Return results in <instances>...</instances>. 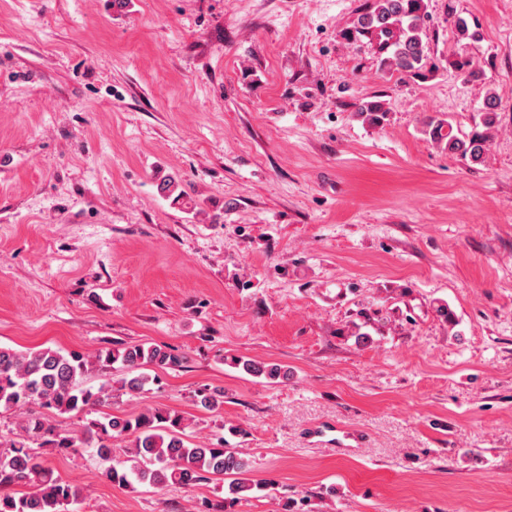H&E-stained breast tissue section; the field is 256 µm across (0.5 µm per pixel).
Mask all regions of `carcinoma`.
<instances>
[{
	"label": "carcinoma",
	"instance_id": "carcinoma-1",
	"mask_svg": "<svg viewBox=\"0 0 512 512\" xmlns=\"http://www.w3.org/2000/svg\"><path fill=\"white\" fill-rule=\"evenodd\" d=\"M424 0H374L364 16L362 30L346 31L343 37L355 40L366 35L385 54L383 64L412 75L424 67L421 39L425 23ZM359 115L372 124L384 119L378 101L364 105ZM445 121L429 123L431 138L474 163L481 161L488 136L475 132L461 138L444 131ZM185 356L161 345H132L101 349L92 355L50 347L20 351L0 346V414L16 417L17 432L5 440L7 451L0 454V512H77L86 497L83 487L62 479L35 448H49L59 455L76 454L81 448L107 459L112 441L130 442L131 465L103 472L112 483L130 487L162 489L187 486L211 476H229L225 500L247 499L265 484L253 481L249 459L224 447V437L204 445L187 439L188 423L183 415L163 408H150L137 415H112L102 408L112 404L113 393L130 395L145 391L158 381L143 369H174L183 366ZM234 365L249 375L272 382L288 379V369L234 358ZM119 371L122 377L98 387L87 384L94 372ZM197 404L216 412L224 405V391L203 387L195 391ZM76 418L80 431L65 432L50 421V415ZM21 486V494L12 489Z\"/></svg>",
	"mask_w": 512,
	"mask_h": 512
}]
</instances>
